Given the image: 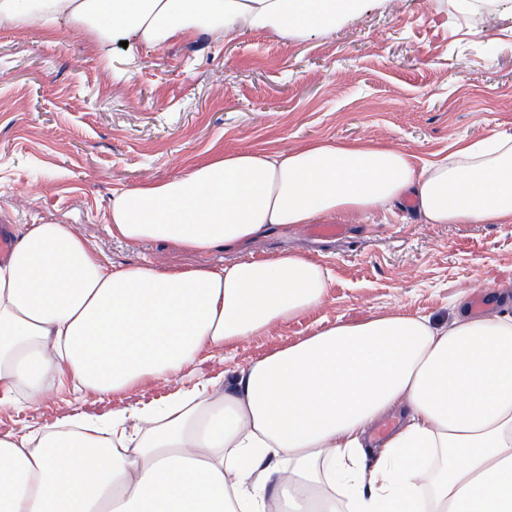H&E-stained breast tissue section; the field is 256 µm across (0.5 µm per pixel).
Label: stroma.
<instances>
[{"mask_svg":"<svg viewBox=\"0 0 512 512\" xmlns=\"http://www.w3.org/2000/svg\"><path fill=\"white\" fill-rule=\"evenodd\" d=\"M512 134V0H367L306 39L261 31L187 33L161 48L96 47L40 23L0 30V225L70 224L110 263L221 266L305 251L332 281L320 305L223 351L206 376L232 372L334 321L400 311L445 321L456 297L512 289V224H423L409 203L278 230L247 251L128 244L105 230L114 193L186 172L214 150L274 151L312 140L389 143L424 159L459 139ZM90 393L54 387L0 407V434L41 429Z\"/></svg>","mask_w":512,"mask_h":512,"instance_id":"1","label":"stroma"}]
</instances>
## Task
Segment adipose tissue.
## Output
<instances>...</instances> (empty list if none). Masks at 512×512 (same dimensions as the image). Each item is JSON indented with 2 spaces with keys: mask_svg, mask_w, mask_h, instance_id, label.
<instances>
[{
  "mask_svg": "<svg viewBox=\"0 0 512 512\" xmlns=\"http://www.w3.org/2000/svg\"><path fill=\"white\" fill-rule=\"evenodd\" d=\"M365 0H0V28L42 20L100 45L195 31L305 38ZM412 198L424 224H512V135L436 160L359 140L217 151L112 199L106 231L190 253ZM0 261V404L61 383L99 400L176 383L317 307L331 274L301 252L224 267H114L70 224H26ZM400 423L380 445L370 431ZM0 512H512V313L447 323L336 321L135 411L0 436Z\"/></svg>",
  "mask_w": 512,
  "mask_h": 512,
  "instance_id": "ef3b65f1",
  "label": "adipose tissue"
}]
</instances>
